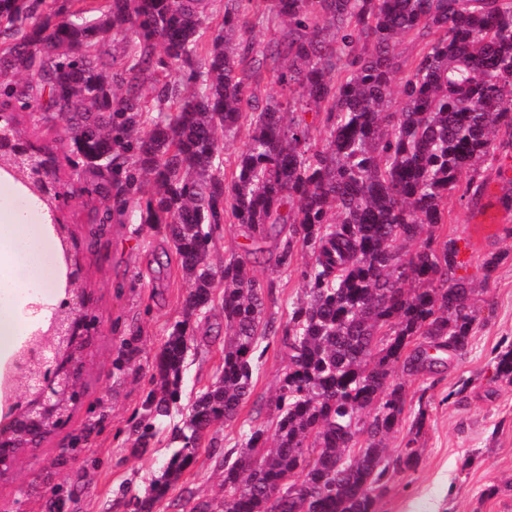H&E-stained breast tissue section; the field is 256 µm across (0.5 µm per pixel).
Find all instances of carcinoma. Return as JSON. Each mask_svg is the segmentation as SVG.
I'll list each match as a JSON object with an SVG mask.
<instances>
[{
    "label": "carcinoma",
    "instance_id": "1",
    "mask_svg": "<svg viewBox=\"0 0 512 512\" xmlns=\"http://www.w3.org/2000/svg\"><path fill=\"white\" fill-rule=\"evenodd\" d=\"M204 0H101L98 15L65 6L45 16L37 0H0V121L19 129L12 106L32 107L26 74L48 90L69 133L74 166L84 164L98 194L115 190L124 205L143 178L154 193L140 202L143 224H162L188 283L183 320L156 358L151 418L162 424L178 397L192 334L189 323L220 301L224 363L176 429L180 446L136 512H152L196 460L218 424L235 421L252 392L264 333H281L287 364L274 401L277 433L252 426L236 457L224 458V512H375L393 473L418 461L415 439L393 459L381 439L405 412L399 370L430 367L463 352L476 322L473 289L454 277L446 241L410 251L426 228L448 223V191L473 200L479 162L512 149V0H224V28L204 41ZM258 24L288 26L285 38L254 40ZM131 33L121 70H101L99 47ZM421 46L401 78L397 39ZM189 71L182 72L183 67ZM286 93L251 107L264 71ZM154 84L149 101L142 93ZM251 111L246 149L223 170L224 139ZM325 114L320 143L299 114ZM26 167L24 190L49 213L52 185L62 187L52 149ZM260 243L285 240L275 265L294 246L314 261L300 269L305 298L277 329L262 319L264 289L248 262L211 263V232L226 214ZM71 291H87L70 225L53 228ZM87 308L52 307L42 334L58 372L86 368L91 344L74 342ZM424 342L408 352L413 338ZM495 375L512 381V349L495 357ZM31 390L9 406L19 424L37 403ZM76 401L62 392L56 415ZM367 436L366 446L356 448Z\"/></svg>",
    "mask_w": 512,
    "mask_h": 512
}]
</instances>
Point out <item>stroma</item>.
I'll return each instance as SVG.
<instances>
[{"mask_svg":"<svg viewBox=\"0 0 512 512\" xmlns=\"http://www.w3.org/2000/svg\"><path fill=\"white\" fill-rule=\"evenodd\" d=\"M20 120L36 145L54 146L58 176L74 194L64 210L79 241L96 316L94 357L69 424L39 448L20 453L13 469L0 475V512H135L147 496L175 444L174 425L182 408L218 376L224 349V315L214 308L192 323L194 341L181 378V408L151 426L145 400L152 388L156 357L182 318L186 283L176 255L165 268L154 261L165 250L160 224L139 220L136 202L107 200L100 222L86 204L95 183L68 161L63 123L46 125L47 93L34 91ZM448 221L432 232L434 247L453 241L456 277L474 288L477 312L469 345L435 374L405 377L406 405L425 409L416 446L418 465L393 475L375 512H512V384L494 379V359L512 348V218L506 229L482 240L470 233L474 205L452 191ZM497 258L491 279L483 264ZM310 250L295 248L290 268L258 264L255 279L271 287L265 316L283 326L293 302L305 295L297 270L311 263ZM266 351L253 376L251 397L237 420L212 431L210 450L201 451L153 512H193L195 506L224 501V457L238 451L248 426L274 433L269 408L285 366L278 337L265 338Z\"/></svg>","mask_w":512,"mask_h":512,"instance_id":"35a3bbf8","label":"stroma"}]
</instances>
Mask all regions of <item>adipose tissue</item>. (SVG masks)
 <instances>
[{"instance_id": "1", "label": "adipose tissue", "mask_w": 512, "mask_h": 512, "mask_svg": "<svg viewBox=\"0 0 512 512\" xmlns=\"http://www.w3.org/2000/svg\"><path fill=\"white\" fill-rule=\"evenodd\" d=\"M14 187L11 180L0 184V292L11 295L24 290L14 275L19 260L27 261L34 279L42 281L44 287H52L55 279L48 242L31 235L24 215L8 203Z\"/></svg>"}]
</instances>
